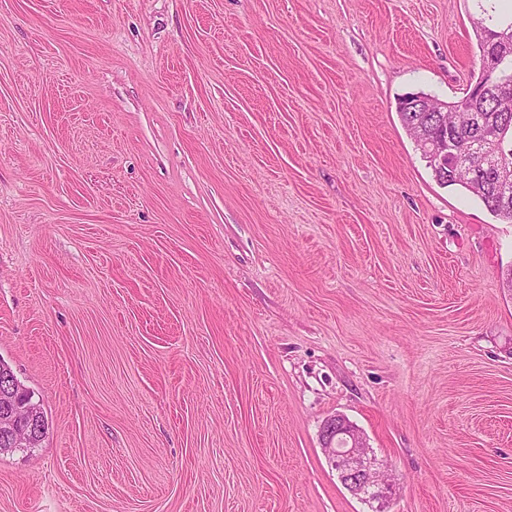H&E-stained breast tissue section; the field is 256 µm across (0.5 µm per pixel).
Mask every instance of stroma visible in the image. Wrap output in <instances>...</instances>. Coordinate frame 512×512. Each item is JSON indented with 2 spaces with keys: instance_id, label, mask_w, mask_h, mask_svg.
Returning a JSON list of instances; mask_svg holds the SVG:
<instances>
[{
  "instance_id": "stroma-1",
  "label": "stroma",
  "mask_w": 512,
  "mask_h": 512,
  "mask_svg": "<svg viewBox=\"0 0 512 512\" xmlns=\"http://www.w3.org/2000/svg\"><path fill=\"white\" fill-rule=\"evenodd\" d=\"M474 0H0V512H512V223L397 99ZM345 416L389 474L346 490ZM0 371V452L37 448L43 440L44 416L14 376ZM321 445L342 485L365 500L382 501L389 484L381 476V464L370 455L358 428L344 416L329 418L321 429Z\"/></svg>"
}]
</instances>
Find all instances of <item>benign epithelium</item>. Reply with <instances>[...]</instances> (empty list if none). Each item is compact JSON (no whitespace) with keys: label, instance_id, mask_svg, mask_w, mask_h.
Masks as SVG:
<instances>
[{"label":"benign epithelium","instance_id":"benign-epithelium-1","mask_svg":"<svg viewBox=\"0 0 512 512\" xmlns=\"http://www.w3.org/2000/svg\"><path fill=\"white\" fill-rule=\"evenodd\" d=\"M44 416L16 378L0 371V444L5 451L37 448L43 440ZM321 445L342 485L365 500L386 498L389 484L381 464L370 454L358 428L344 416L329 418L321 429Z\"/></svg>","mask_w":512,"mask_h":512}]
</instances>
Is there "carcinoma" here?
Masks as SVG:
<instances>
[{
    "mask_svg": "<svg viewBox=\"0 0 512 512\" xmlns=\"http://www.w3.org/2000/svg\"><path fill=\"white\" fill-rule=\"evenodd\" d=\"M482 11L474 20V28L480 53H497L495 72L481 70L476 83L485 87L480 119L468 129H457L461 120L460 111L472 107L474 100L462 97L448 103L446 112H401L402 126L416 139L420 127L432 126L436 137L448 141V164L457 161L471 143L472 138L484 133H494L502 139L505 157L512 164V98L503 100L497 93L501 83L512 84V47L503 45L502 34L512 31V12L506 14L498 8L500 0H475ZM435 180L444 186H459L478 198L490 213L500 220L512 223V199L504 201L496 185V174L492 170L457 169L428 164Z\"/></svg>",
    "mask_w": 512,
    "mask_h": 512,
    "instance_id": "1",
    "label": "carcinoma"
}]
</instances>
